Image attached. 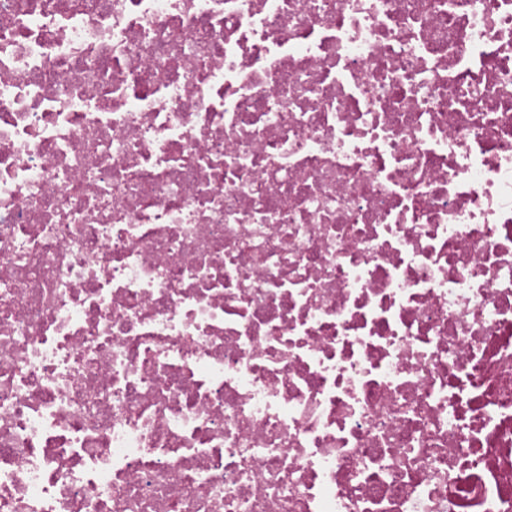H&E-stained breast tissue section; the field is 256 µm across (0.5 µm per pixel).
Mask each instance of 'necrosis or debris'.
Here are the masks:
<instances>
[{"label": "necrosis or debris", "mask_w": 512, "mask_h": 512, "mask_svg": "<svg viewBox=\"0 0 512 512\" xmlns=\"http://www.w3.org/2000/svg\"><path fill=\"white\" fill-rule=\"evenodd\" d=\"M0 512H512V0H0Z\"/></svg>", "instance_id": "4bbe7bcc"}]
</instances>
